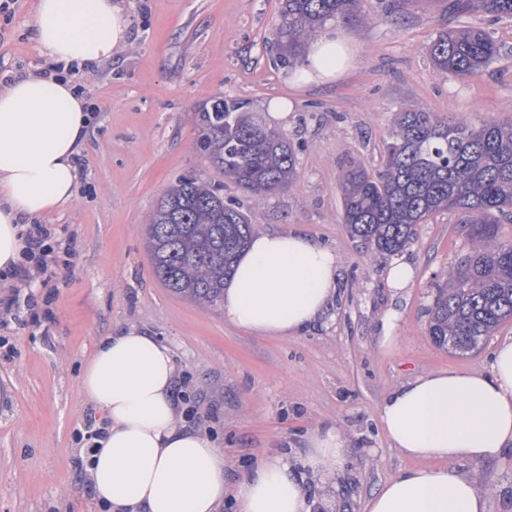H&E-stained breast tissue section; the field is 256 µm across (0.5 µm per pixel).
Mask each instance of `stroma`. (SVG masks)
<instances>
[{"label": "stroma", "instance_id": "1", "mask_svg": "<svg viewBox=\"0 0 512 512\" xmlns=\"http://www.w3.org/2000/svg\"><path fill=\"white\" fill-rule=\"evenodd\" d=\"M282 0H122L132 38L112 60L72 68L97 112L80 154L79 195L42 217L69 245L44 280L21 284L29 308L0 321V512H101L81 467L79 432L102 415L78 378L99 337L134 326L175 357L178 407L186 422L224 451L225 486L271 454L300 463L309 433L334 426L349 451L336 475L307 476L312 512H363L365 500L415 460L392 448L379 408L415 374L487 371L512 321L477 350L436 347L427 310L437 285L470 249L457 213L422 225L391 259L371 254L342 216L338 181L353 164L377 172L400 108L416 105L472 124L512 114V18L476 11L460 17L428 8L390 18L384 0H362L363 19L344 23L356 57L329 84L297 81L272 45ZM0 13V81L51 70L34 39L35 0ZM470 25L491 33L500 51L477 74L438 72L428 47L440 29ZM265 114L288 99L280 133L297 149L286 190L257 199L226 180L197 148V115L213 97ZM223 183L225 200L255 231H294L335 251L339 274L331 315L294 337L257 336L166 288L146 246L147 217L179 177ZM411 281L392 289V261ZM397 312L393 343L384 318ZM489 495V512H512V452L495 463H464Z\"/></svg>", "mask_w": 512, "mask_h": 512}]
</instances>
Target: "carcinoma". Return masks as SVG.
<instances>
[{
	"instance_id": "carcinoma-1",
	"label": "carcinoma",
	"mask_w": 512,
	"mask_h": 512,
	"mask_svg": "<svg viewBox=\"0 0 512 512\" xmlns=\"http://www.w3.org/2000/svg\"><path fill=\"white\" fill-rule=\"evenodd\" d=\"M361 0H282L274 45L283 63L299 64L305 45L330 21L361 19ZM445 13L480 10L512 17V0H434ZM499 49L475 27L440 31L429 46L433 65L458 78L488 65ZM198 149L225 177L257 198L291 186L296 153L248 105L219 96L198 112ZM343 221L376 254L397 255L437 213L456 211L470 227L471 248L440 286L428 331L441 348L476 349L512 321V243L497 226L512 221V119L473 126L443 121L418 106L397 113L385 167L376 175L351 166L339 180ZM253 225L224 202V184L178 178L148 219V250L157 278L205 308L224 304V282L248 246Z\"/></svg>"
}]
</instances>
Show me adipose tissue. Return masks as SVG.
<instances>
[{
	"instance_id": "adipose-tissue-1",
	"label": "adipose tissue",
	"mask_w": 512,
	"mask_h": 512,
	"mask_svg": "<svg viewBox=\"0 0 512 512\" xmlns=\"http://www.w3.org/2000/svg\"><path fill=\"white\" fill-rule=\"evenodd\" d=\"M34 35L53 61L91 69L127 43L128 21L113 0H37ZM351 46L342 29L327 26L302 72L333 81ZM84 106L76 84L55 75L0 83V272L20 264L30 220L73 202L91 123ZM337 271L335 254L308 237L258 234L224 287V320L262 336L300 335L329 310ZM174 382L171 350L135 329L100 337L83 366L79 389L104 422L82 465L105 512H218L224 452L182 422ZM379 419L392 447L418 465L372 493L364 512H488L485 493L454 466L512 451V340L495 348L489 372L436 370L403 382L382 401ZM347 451L329 428L308 437L301 465L267 456L244 476L238 512H310L304 473L336 474Z\"/></svg>"
}]
</instances>
